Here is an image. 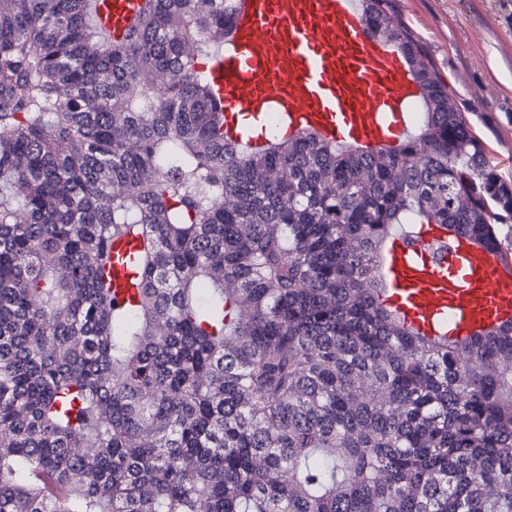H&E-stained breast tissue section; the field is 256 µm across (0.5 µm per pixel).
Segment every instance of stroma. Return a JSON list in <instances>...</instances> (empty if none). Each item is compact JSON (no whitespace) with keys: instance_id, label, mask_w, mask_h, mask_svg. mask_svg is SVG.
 <instances>
[{"instance_id":"35a3bbf8","label":"stroma","mask_w":512,"mask_h":512,"mask_svg":"<svg viewBox=\"0 0 512 512\" xmlns=\"http://www.w3.org/2000/svg\"><path fill=\"white\" fill-rule=\"evenodd\" d=\"M457 108L512 183V0H394Z\"/></svg>"}]
</instances>
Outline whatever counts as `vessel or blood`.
Wrapping results in <instances>:
<instances>
[{
    "instance_id": "obj_1",
    "label": "vessel or blood",
    "mask_w": 512,
    "mask_h": 512,
    "mask_svg": "<svg viewBox=\"0 0 512 512\" xmlns=\"http://www.w3.org/2000/svg\"><path fill=\"white\" fill-rule=\"evenodd\" d=\"M95 21L124 34L139 22L144 0H98ZM224 114L237 136L241 115L276 112L294 129L363 146L398 142L402 107L419 94L398 46L372 35L354 0H237L228 46L209 66ZM396 239L387 261L394 301L420 334L447 325L465 337L512 319V260L458 240L443 260Z\"/></svg>"
}]
</instances>
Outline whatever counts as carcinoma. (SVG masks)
<instances>
[{"label":"carcinoma","mask_w":512,"mask_h":512,"mask_svg":"<svg viewBox=\"0 0 512 512\" xmlns=\"http://www.w3.org/2000/svg\"><path fill=\"white\" fill-rule=\"evenodd\" d=\"M96 4L0 0V512H512V321L385 302L422 224L512 259V186L393 0L362 17L423 120L370 150L224 139L196 63L235 0L118 42Z\"/></svg>","instance_id":"1"}]
</instances>
